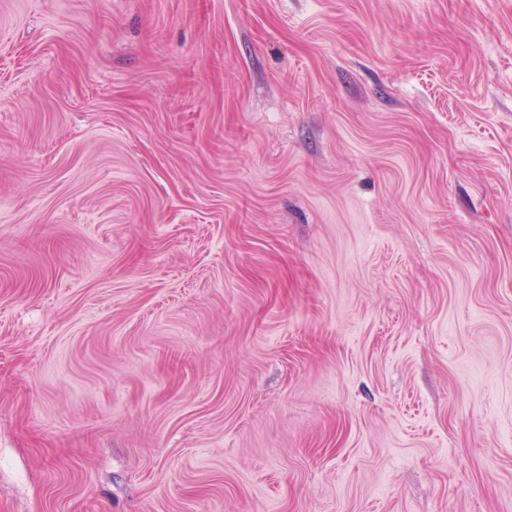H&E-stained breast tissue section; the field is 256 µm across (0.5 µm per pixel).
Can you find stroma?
I'll return each instance as SVG.
<instances>
[{
  "label": "stroma",
  "instance_id": "1",
  "mask_svg": "<svg viewBox=\"0 0 512 512\" xmlns=\"http://www.w3.org/2000/svg\"><path fill=\"white\" fill-rule=\"evenodd\" d=\"M0 512H512V0H0Z\"/></svg>",
  "mask_w": 512,
  "mask_h": 512
}]
</instances>
